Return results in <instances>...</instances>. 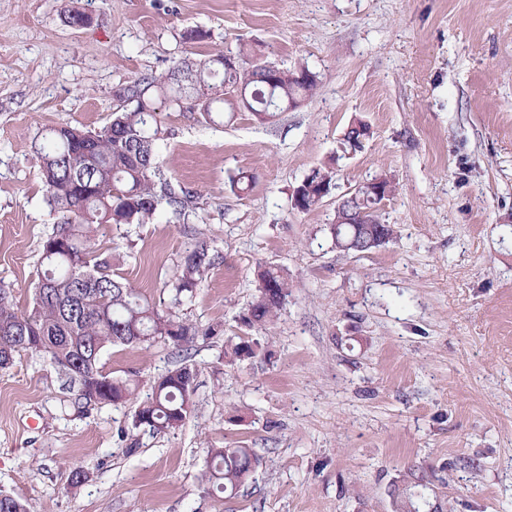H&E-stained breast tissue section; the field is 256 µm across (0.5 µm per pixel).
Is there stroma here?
Here are the masks:
<instances>
[{
	"mask_svg": "<svg viewBox=\"0 0 512 512\" xmlns=\"http://www.w3.org/2000/svg\"><path fill=\"white\" fill-rule=\"evenodd\" d=\"M74 3L88 26L64 24ZM197 27L207 39L185 42ZM244 43L307 66L315 95L270 123L162 109L160 169L195 209L95 233L114 272L165 307L182 255L201 241L217 254L179 307L220 328L190 352L192 418L133 434L135 403L79 411L50 360L20 352L0 369V488L29 512H395L415 473L442 512H512V0H0V284L32 309L62 220L32 149L47 128L101 129L125 81ZM356 118L373 135L351 155ZM320 167L342 191L393 180L380 213L396 237L345 253L328 232L335 198L293 210ZM242 172L255 181L237 193ZM261 265L290 288L255 330L240 315ZM234 336L257 356L225 358ZM177 358L162 341L112 346L101 367L136 372L143 400ZM235 446L261 466L234 498L208 493L207 449Z\"/></svg>",
	"mask_w": 512,
	"mask_h": 512,
	"instance_id": "35a3bbf8",
	"label": "stroma"
}]
</instances>
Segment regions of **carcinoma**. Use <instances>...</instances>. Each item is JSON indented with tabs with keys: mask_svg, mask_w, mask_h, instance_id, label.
Segmentation results:
<instances>
[{
	"mask_svg": "<svg viewBox=\"0 0 512 512\" xmlns=\"http://www.w3.org/2000/svg\"><path fill=\"white\" fill-rule=\"evenodd\" d=\"M268 65L260 46L251 44L233 56L182 58L159 77L141 76L122 84L130 102L114 105L112 120L100 130L84 131L65 123L47 130L34 144L48 204L63 213V222L43 241L32 310L18 311L10 289L0 286V369L10 367L22 351L39 353L75 392V404L115 405L135 398L137 382L103 374L100 360L105 348L136 347L162 338L186 352L198 338L218 335V327L199 326L173 310L193 297L215 265L207 244L196 245L180 259L169 284L173 306L164 309L113 273L110 259L92 249L91 241L101 224H148L163 207L181 219L195 209L197 193L174 186L158 165L157 144L166 135L158 104L197 110L210 120L224 112L228 102L269 122L316 93L318 76L308 67ZM368 128L364 120H354L345 132L346 141L357 144L366 139ZM335 183V172L315 169L293 209H317L321 191ZM256 288L240 316L248 328L276 318L288 297V276L277 267H261ZM258 349L256 342L230 338L224 355L244 361L255 357ZM196 378L195 366L182 359L138 404L133 427L152 434L182 427L194 412ZM261 464L251 448H210L201 482L207 490L233 498ZM414 496L409 484L397 489L396 512H411ZM0 512H28L27 503L0 491Z\"/></svg>",
	"mask_w": 512,
	"mask_h": 512,
	"instance_id": "cac0c4a2",
	"label": "carcinoma"
}]
</instances>
